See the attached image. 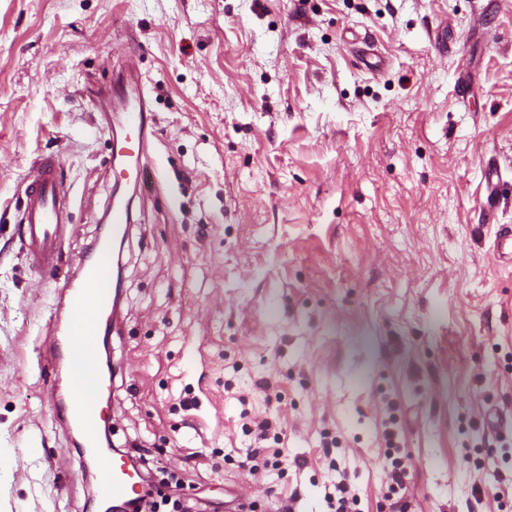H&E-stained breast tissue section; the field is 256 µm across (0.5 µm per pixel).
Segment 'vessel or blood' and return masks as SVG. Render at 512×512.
Segmentation results:
<instances>
[{
  "instance_id": "1",
  "label": "vessel or blood",
  "mask_w": 512,
  "mask_h": 512,
  "mask_svg": "<svg viewBox=\"0 0 512 512\" xmlns=\"http://www.w3.org/2000/svg\"><path fill=\"white\" fill-rule=\"evenodd\" d=\"M114 94L126 114V132L123 137L113 140L112 156L121 160L122 166L113 169L112 174L114 178L138 184L146 170L143 159L148 150L152 109L141 87L134 60H127L115 83ZM70 205V192L59 177L56 161L50 157L40 159L22 200L23 245L28 261L35 267L50 269L57 264ZM96 253L97 261L79 266L67 285L69 308L76 317V326L70 331L74 337L97 335L101 316L112 308L111 292L98 286L112 254L111 237L99 239ZM58 402L64 407L66 426L86 432L83 445L97 461L103 497L116 503L128 499L134 491L136 478L113 457L111 450L100 448L97 440L90 437V429L97 425L92 410L83 407L72 390L59 397Z\"/></svg>"
}]
</instances>
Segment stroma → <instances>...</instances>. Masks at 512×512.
<instances>
[{"mask_svg":"<svg viewBox=\"0 0 512 512\" xmlns=\"http://www.w3.org/2000/svg\"><path fill=\"white\" fill-rule=\"evenodd\" d=\"M130 57L157 185L127 193L115 444L211 512L229 488L328 512L341 480L390 512L393 416L402 512H512V0H0V512H102L39 347L112 200ZM47 156L72 233L40 270L22 191ZM264 420L278 439L243 432Z\"/></svg>","mask_w":512,"mask_h":512,"instance_id":"stroma-1","label":"stroma"}]
</instances>
